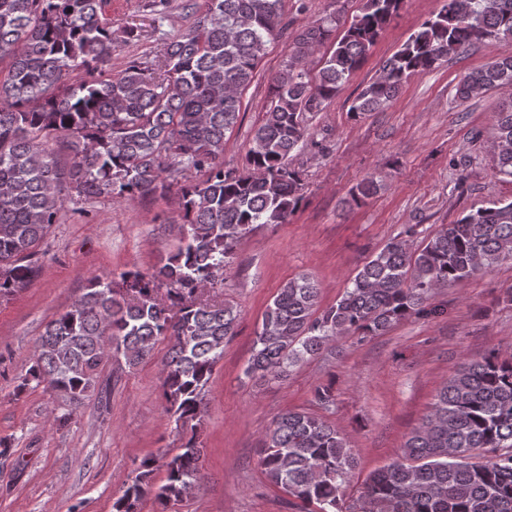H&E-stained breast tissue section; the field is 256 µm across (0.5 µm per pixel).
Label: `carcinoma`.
<instances>
[{
	"label": "carcinoma",
	"instance_id": "1",
	"mask_svg": "<svg viewBox=\"0 0 512 512\" xmlns=\"http://www.w3.org/2000/svg\"><path fill=\"white\" fill-rule=\"evenodd\" d=\"M104 0H0V297L38 275V247L57 222L63 194L135 200L175 193L183 213L180 245L150 273L89 278L86 291L49 320L17 391L46 384L78 405L95 391L107 354L134 368L169 342L162 364L165 413L182 435L172 455L134 461L113 512H139L150 492L161 512L201 479L202 402L240 313L208 293L224 286L236 244L255 229L286 224L303 200L292 165L307 138L308 115L323 111L397 14L402 0H365L341 35L336 12L292 37L269 85V104L241 169L224 168V140L238 123L242 91L279 35L284 0H205L190 29L152 61L108 74L116 41ZM486 40L504 51L456 86L466 102L512 86V0H444L350 105L354 116L384 108L406 79L435 69L450 53ZM332 50L310 76V58ZM74 71L84 72L76 82ZM497 173L512 179V108L494 113ZM194 171L195 183L182 179ZM358 183L355 205L378 191ZM406 236L366 260L351 285L322 309L319 284L288 280L255 331L245 375L272 382L331 342L378 336L409 316H439L426 303L444 283L512 259V201L443 225L412 249ZM485 461L474 463L471 458ZM357 461L336 427L306 411L285 410L260 441L268 481L299 512H512V360L471 359L437 391L401 455L345 502ZM164 470L162 484L155 473Z\"/></svg>",
	"mask_w": 512,
	"mask_h": 512
}]
</instances>
